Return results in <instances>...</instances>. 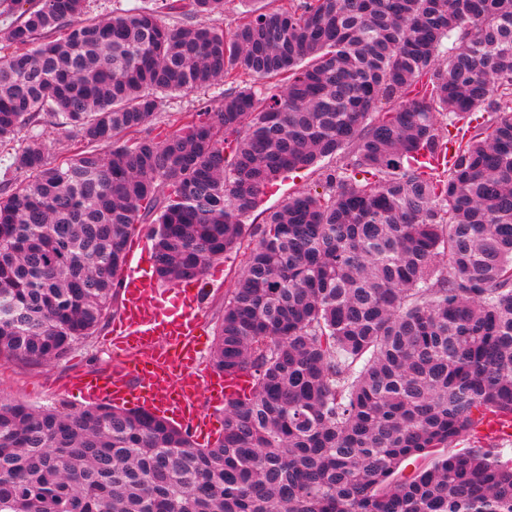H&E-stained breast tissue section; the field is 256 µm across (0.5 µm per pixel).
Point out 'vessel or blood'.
I'll list each match as a JSON object with an SVG mask.
<instances>
[{"instance_id": "obj_1", "label": "vessel or blood", "mask_w": 512, "mask_h": 512, "mask_svg": "<svg viewBox=\"0 0 512 512\" xmlns=\"http://www.w3.org/2000/svg\"><path fill=\"white\" fill-rule=\"evenodd\" d=\"M127 256L124 310L110 338L117 368L104 377L73 378L69 390L89 400L149 410L199 434L209 431L213 419L199 412L200 393H208L218 408L247 382H231L205 368L199 283L161 287L150 274L142 245Z\"/></svg>"}]
</instances>
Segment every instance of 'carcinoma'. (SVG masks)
I'll use <instances>...</instances> for the list:
<instances>
[{
	"instance_id": "cac0c4a2",
	"label": "carcinoma",
	"mask_w": 512,
	"mask_h": 512,
	"mask_svg": "<svg viewBox=\"0 0 512 512\" xmlns=\"http://www.w3.org/2000/svg\"><path fill=\"white\" fill-rule=\"evenodd\" d=\"M82 13L0 0L23 47L0 59V361L97 335L148 222L164 282L246 248L210 361L251 392L203 445L140 408L1 396L0 512H512V459L460 447L512 418V0H286L229 33ZM219 82L140 135L161 95ZM43 114L83 149L47 162ZM318 178L319 171H315L314 169L289 173L286 177L280 179L273 189L267 192L262 198L259 209L254 215L247 219L246 224H258L260 217L254 220L257 214L262 211L279 209L289 196L314 186Z\"/></svg>"
}]
</instances>
